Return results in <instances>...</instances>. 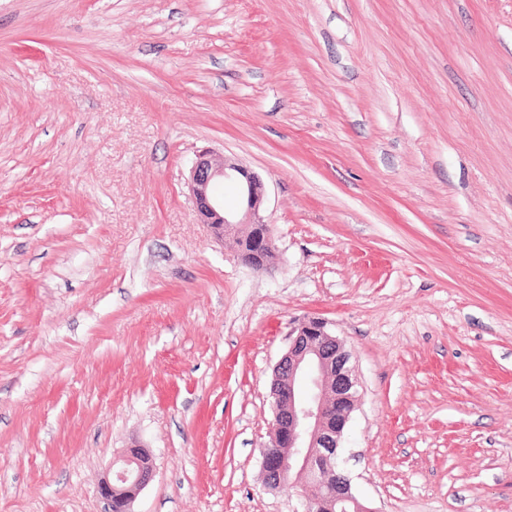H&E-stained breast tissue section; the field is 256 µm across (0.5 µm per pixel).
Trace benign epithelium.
Listing matches in <instances>:
<instances>
[{
	"label": "benign epithelium",
	"mask_w": 512,
	"mask_h": 512,
	"mask_svg": "<svg viewBox=\"0 0 512 512\" xmlns=\"http://www.w3.org/2000/svg\"><path fill=\"white\" fill-rule=\"evenodd\" d=\"M226 180L240 186L244 212L239 220L225 213L218 194ZM188 189L201 223L220 240L232 238L245 265L262 269L271 263L274 237L272 225L260 215L266 191L258 175L202 149L191 161ZM242 224L247 231L240 235ZM350 359L327 323L309 320L292 327L288 350L273 368L274 421L261 452L263 481L270 490L287 481L301 488L302 512H374L356 497L337 463L344 430L359 401ZM153 477L150 456L141 448H130L113 463L98 493L110 506L117 485L129 483L124 492L134 497Z\"/></svg>",
	"instance_id": "benign-epithelium-1"
}]
</instances>
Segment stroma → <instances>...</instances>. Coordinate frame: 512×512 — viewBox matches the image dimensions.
I'll list each match as a JSON object with an SVG mask.
<instances>
[{"mask_svg": "<svg viewBox=\"0 0 512 512\" xmlns=\"http://www.w3.org/2000/svg\"><path fill=\"white\" fill-rule=\"evenodd\" d=\"M265 184L243 264L186 181ZM352 354L375 512H512V0H0V512H295L294 322ZM225 180H234L240 186L244 212L239 220L225 213L224 198L218 194V187ZM187 185L201 223L208 224L219 240L232 236L245 265L262 269L271 263L275 255L274 237L271 224L260 215L266 191L258 175L241 165L227 164L224 155L202 149L196 151L191 161ZM240 224L248 228L239 236ZM154 477V465L150 456L142 448H129L115 463L110 476L104 477L98 487V493L107 502L108 512L120 511L121 502L116 500L113 506V495L118 489L117 484H126L122 489L131 495L129 504L135 496L145 488Z\"/></svg>", "mask_w": 512, "mask_h": 512, "instance_id": "stroma-1", "label": "stroma"}]
</instances>
